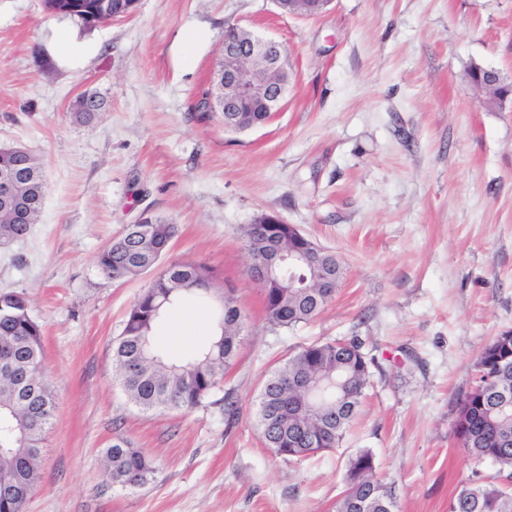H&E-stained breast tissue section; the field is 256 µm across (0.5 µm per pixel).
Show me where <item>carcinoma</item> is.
<instances>
[{"mask_svg": "<svg viewBox=\"0 0 512 512\" xmlns=\"http://www.w3.org/2000/svg\"><path fill=\"white\" fill-rule=\"evenodd\" d=\"M98 2L44 0V8L94 27L99 22ZM103 107L100 96L84 93L73 104L71 117L89 123ZM31 166L44 170L35 154L22 159L0 150V172L24 171ZM44 189L41 178L24 182L21 201L29 209L26 218L12 219L0 201V244L30 233L42 213ZM262 228L261 224L244 228L253 263L267 258ZM176 233V225L144 213L140 223L127 225L96 257L98 271L112 279L155 271L131 306L112 349L113 377L128 400L145 413L202 405L220 389L224 374L239 353L240 336L234 334L238 311L224 296L217 299L214 309L217 331L191 354L173 358L155 345V334L168 312L186 300L206 298L212 277L211 269L203 263H162ZM286 277V269L275 273L264 296L267 320L273 326L290 329L310 322L336 297L335 288H289ZM371 364L373 359L366 356L357 339L317 341L289 357L264 382L269 396L259 398L257 428L265 445L280 448L283 456L296 460L339 447L368 386ZM475 367L476 384L458 403L454 432L466 456L512 470V447L501 444L504 438L512 439V330L495 336L478 354ZM315 378L329 382L325 412H336V380L350 383L349 410L341 419L288 410L295 396L293 386ZM53 403L54 392L44 372L42 324L31 316L26 294L1 291L0 476L9 475L10 483L0 485V512H24L41 478ZM154 473L153 460L121 436L114 437L104 452V476L111 484L139 486ZM374 477L370 451L361 450L350 458L336 512H351L354 501L366 502L365 512H394L392 490ZM454 503L455 512H512V488L495 481L469 482L458 491Z\"/></svg>", "mask_w": 512, "mask_h": 512, "instance_id": "obj_1", "label": "carcinoma"}]
</instances>
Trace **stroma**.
I'll use <instances>...</instances> for the list:
<instances>
[{
  "mask_svg": "<svg viewBox=\"0 0 512 512\" xmlns=\"http://www.w3.org/2000/svg\"><path fill=\"white\" fill-rule=\"evenodd\" d=\"M232 25L282 42L291 69L283 109L238 134L196 109ZM474 64L512 82V0H333L315 17L275 0H139L91 28L42 0H0V146L46 170L40 223L0 245V291L29 296L56 396L24 512H334L363 449L396 512H450L463 482L497 477L453 432L478 353L512 330V100L486 103ZM87 92L105 106L79 125L70 109ZM145 211L178 226L168 259L210 266L212 297L235 289L234 417L210 398L145 414L113 380L112 345L152 276L108 279L95 258ZM263 214L343 267L335 299L292 329L267 322L248 275L242 230ZM174 315L191 322L156 341L180 357L208 340L213 312ZM352 336L375 363L343 442L274 455L256 429L267 374ZM117 436L155 459L145 485L104 479Z\"/></svg>",
  "mask_w": 512,
  "mask_h": 512,
  "instance_id": "obj_1",
  "label": "stroma"
}]
</instances>
